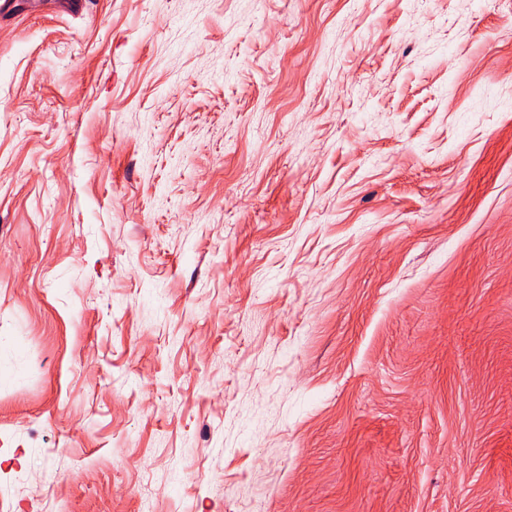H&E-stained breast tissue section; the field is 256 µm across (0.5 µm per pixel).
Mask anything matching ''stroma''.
<instances>
[{
  "instance_id": "stroma-1",
  "label": "stroma",
  "mask_w": 512,
  "mask_h": 512,
  "mask_svg": "<svg viewBox=\"0 0 512 512\" xmlns=\"http://www.w3.org/2000/svg\"><path fill=\"white\" fill-rule=\"evenodd\" d=\"M11 512H512V0H14Z\"/></svg>"
}]
</instances>
